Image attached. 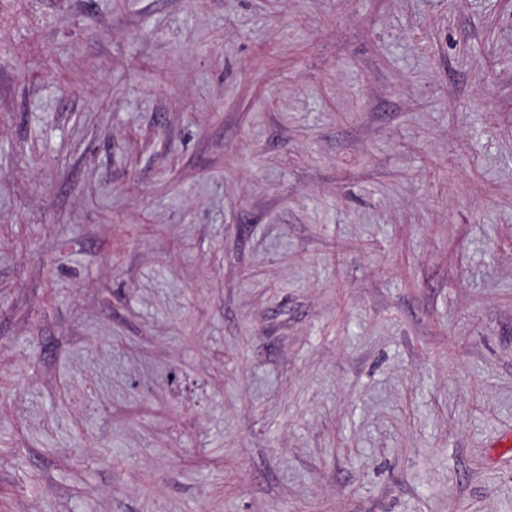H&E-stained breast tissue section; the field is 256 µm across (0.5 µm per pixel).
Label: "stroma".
Segmentation results:
<instances>
[{
	"instance_id": "stroma-1",
	"label": "stroma",
	"mask_w": 512,
	"mask_h": 512,
	"mask_svg": "<svg viewBox=\"0 0 512 512\" xmlns=\"http://www.w3.org/2000/svg\"><path fill=\"white\" fill-rule=\"evenodd\" d=\"M0 512H512V0H0Z\"/></svg>"
}]
</instances>
